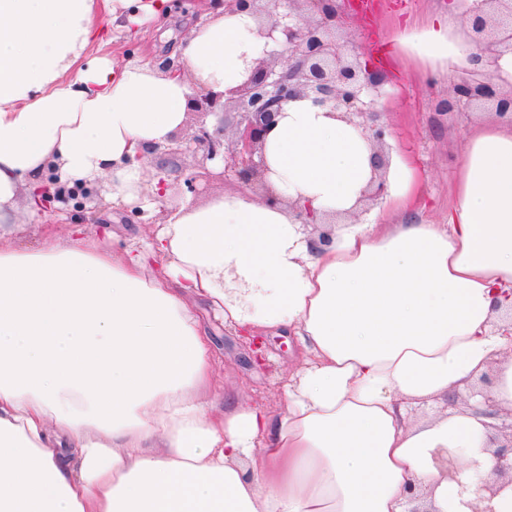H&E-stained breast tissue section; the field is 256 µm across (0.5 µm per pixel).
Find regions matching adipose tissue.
I'll return each instance as SVG.
<instances>
[{
  "label": "adipose tissue",
  "mask_w": 512,
  "mask_h": 512,
  "mask_svg": "<svg viewBox=\"0 0 512 512\" xmlns=\"http://www.w3.org/2000/svg\"><path fill=\"white\" fill-rule=\"evenodd\" d=\"M168 0H0V512H475L496 476L482 395L436 400L493 373L512 410V124L464 145L444 224L414 217L419 175L392 169L395 224H353L373 176L367 133L307 99L267 137L272 207L242 195L188 204L139 249L5 245L18 207L107 178L143 201L137 154L165 144L197 92L227 95L274 49L259 21L225 13L179 47L184 75L91 56L100 19L159 16ZM466 0L390 42L466 75ZM332 221L312 246L290 201ZM166 263L152 278L144 268ZM246 336L285 331L301 367L272 412L225 402L196 302ZM466 452L457 480L436 456Z\"/></svg>",
  "instance_id": "1"
}]
</instances>
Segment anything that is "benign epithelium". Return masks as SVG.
Masks as SVG:
<instances>
[{"label":"benign epithelium","instance_id":"obj_1","mask_svg":"<svg viewBox=\"0 0 512 512\" xmlns=\"http://www.w3.org/2000/svg\"><path fill=\"white\" fill-rule=\"evenodd\" d=\"M195 6L196 19L226 10L256 15L261 21L260 34L273 39L280 49L258 60L229 97L201 92L189 100L188 111L197 115L192 133L184 139L173 137L165 145L173 167L192 154L199 157L202 177L208 182L232 177L243 186L256 181L266 185L265 140L283 105L307 98L349 122L359 121L369 133L374 177L365 201L383 199L389 189V157L384 151L388 127L380 121V100L388 76L338 34L354 12L350 0H197ZM465 20L473 33L475 63L512 51V0H481ZM458 106L487 108L512 121V89L490 80L464 78L452 83L437 103L445 113ZM211 114L220 115L219 126L213 129L206 123ZM228 122L234 128L229 140L225 135ZM217 158L223 162L222 171L206 169V162ZM500 431L504 438L494 451L496 471L512 483V412L504 417Z\"/></svg>","mask_w":512,"mask_h":512}]
</instances>
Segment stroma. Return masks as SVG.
Returning a JSON list of instances; mask_svg holds the SVG:
<instances>
[{"label":"stroma","instance_id":"stroma-1","mask_svg":"<svg viewBox=\"0 0 512 512\" xmlns=\"http://www.w3.org/2000/svg\"><path fill=\"white\" fill-rule=\"evenodd\" d=\"M380 8L371 18L349 27L346 37L362 53L383 48L398 22L409 21L412 28L425 26L430 16L448 5V0H379ZM170 14L150 19L130 29L110 25L109 41L102 50L118 66H137L144 62L160 63L164 58L178 59L177 47L194 24L181 0H172ZM391 80L386 86L381 120L391 135L385 150L390 161L405 159L418 170L423 199L416 206L417 219L434 224L446 223L456 201L458 167L463 147L475 126L491 118V111L481 108L440 113L437 101L444 97L447 84L431 85L421 78L423 63L419 58L390 61L386 64ZM193 157L181 160V180L172 183L164 210L155 209L131 215L128 207L116 206L107 199L105 183L95 185L83 207H69L40 212L28 223L14 226L9 243L18 249L41 247L45 234L67 240L74 225H82L88 244L110 245L124 249L151 239L167 213L185 203L202 204L224 193L240 192L233 182L209 184L194 194L187 191L186 178L199 174ZM199 324L212 342L216 378L228 397L242 404H259L277 410L282 406V385L295 367V346L284 336H266V360L255 363L248 343L224 318L207 306L198 309Z\"/></svg>","mask_w":512,"mask_h":512}]
</instances>
